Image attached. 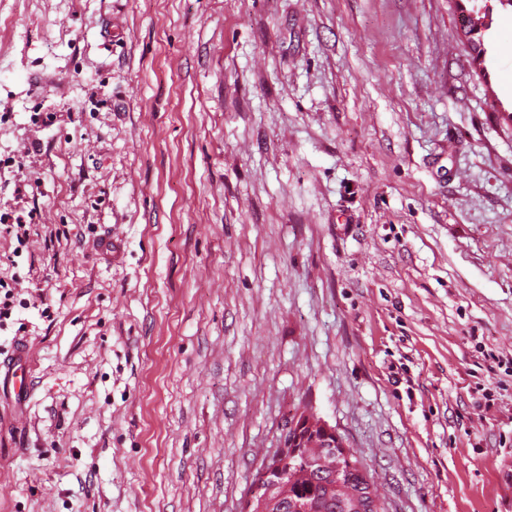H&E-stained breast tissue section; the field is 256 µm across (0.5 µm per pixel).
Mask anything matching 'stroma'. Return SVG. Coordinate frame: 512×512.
<instances>
[{"mask_svg":"<svg viewBox=\"0 0 512 512\" xmlns=\"http://www.w3.org/2000/svg\"><path fill=\"white\" fill-rule=\"evenodd\" d=\"M500 0H0V512H242L288 418L385 512H512ZM28 362L25 350H20L11 362L6 366V374H10L8 382L11 381L15 394L24 399L27 396L26 364Z\"/></svg>","mask_w":512,"mask_h":512,"instance_id":"35a3bbf8","label":"stroma"}]
</instances>
